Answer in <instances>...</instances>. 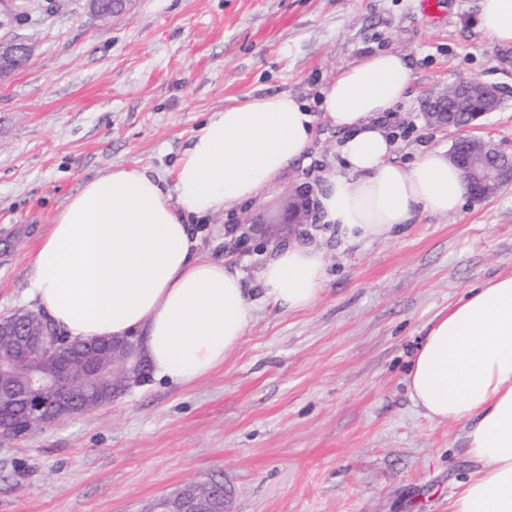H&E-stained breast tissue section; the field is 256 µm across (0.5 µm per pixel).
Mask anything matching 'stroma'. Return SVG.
<instances>
[{"label": "stroma", "mask_w": 512, "mask_h": 512, "mask_svg": "<svg viewBox=\"0 0 512 512\" xmlns=\"http://www.w3.org/2000/svg\"><path fill=\"white\" fill-rule=\"evenodd\" d=\"M0 38L32 36L30 62L0 81V317L36 310L28 275L39 236L67 197L115 166L164 177L209 112L285 92L315 117L305 163L247 204L195 222L199 254L235 264L252 321L198 380H157L32 438L0 436V512H143L209 478L231 512H448L474 471L460 427L414 405L406 384L424 326L468 288L512 274V185L458 212L418 214L391 237L346 239L318 193L346 175L321 92L365 55L406 57V101L386 119L396 161L450 151L423 99L459 79L512 87V45L477 24L479 0H131L108 21L87 0H28ZM477 136L512 155V95ZM308 187L310 220L288 221ZM323 251L327 280L308 308L263 298L276 245Z\"/></svg>", "instance_id": "1"}]
</instances>
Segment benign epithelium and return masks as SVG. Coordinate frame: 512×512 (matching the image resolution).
Instances as JSON below:
<instances>
[{
  "label": "benign epithelium",
  "instance_id": "benign-epithelium-1",
  "mask_svg": "<svg viewBox=\"0 0 512 512\" xmlns=\"http://www.w3.org/2000/svg\"><path fill=\"white\" fill-rule=\"evenodd\" d=\"M9 57L12 69L28 56L25 41L0 43V59ZM10 69V70H12ZM0 66V76L10 73ZM453 90L467 101L483 102L488 111L503 101L505 88L477 80L460 79ZM460 107L448 97L430 95L423 102V114L428 124L440 128L463 130L474 126L484 112L472 113L471 121L459 119ZM449 158L463 172L469 186L467 194L482 199L512 183V159L501 154L488 140L462 137L455 141ZM8 348L0 352V433L20 436L26 424L35 421L46 427L73 416L77 400L87 405L103 407L116 396L145 380L146 361L140 353V339L134 337L112 345L119 363L112 364V375L103 373L94 359L103 356L107 348L97 346L94 355H73L61 341L51 344L43 334L17 321L0 319V342ZM17 367L26 371V378L16 382L11 374ZM209 503L191 497H170L165 494L154 499L148 512H228L224 485L212 483Z\"/></svg>",
  "mask_w": 512,
  "mask_h": 512
}]
</instances>
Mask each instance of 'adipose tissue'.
Returning a JSON list of instances; mask_svg holds the SVG:
<instances>
[{
    "mask_svg": "<svg viewBox=\"0 0 512 512\" xmlns=\"http://www.w3.org/2000/svg\"><path fill=\"white\" fill-rule=\"evenodd\" d=\"M478 25L512 44V0H480ZM411 69L381 52L341 68L320 108L343 137L349 177L324 183L319 211L348 237L376 238L419 212H456L461 171L435 150L396 162L382 126L407 97ZM314 137L306 104L286 93L246 97L211 112L171 171V183L114 167L83 182L41 237L29 294L75 340L137 335L152 374L173 385L221 365L252 321L239 272L198 254L190 224L254 199L303 159ZM327 277L323 252L291 243L261 276L264 295L291 310L311 306ZM406 383L431 420L461 426L475 475L449 512H512V274L469 288L424 327Z\"/></svg>",
    "mask_w": 512,
    "mask_h": 512,
    "instance_id": "1",
    "label": "adipose tissue"
}]
</instances>
